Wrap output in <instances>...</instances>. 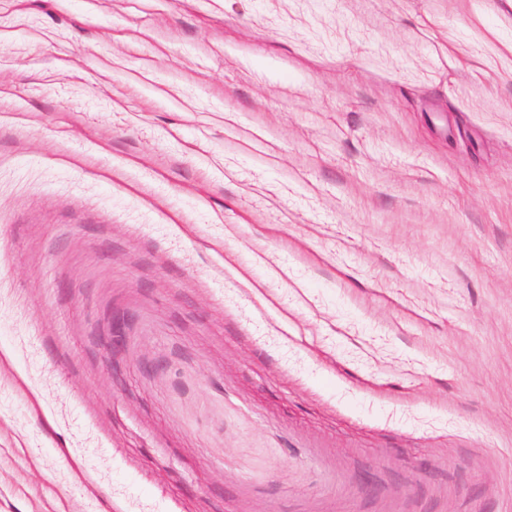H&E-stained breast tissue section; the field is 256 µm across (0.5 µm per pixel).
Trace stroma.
<instances>
[{
    "mask_svg": "<svg viewBox=\"0 0 512 512\" xmlns=\"http://www.w3.org/2000/svg\"><path fill=\"white\" fill-rule=\"evenodd\" d=\"M0 512H512V0H0Z\"/></svg>",
    "mask_w": 512,
    "mask_h": 512,
    "instance_id": "obj_1",
    "label": "stroma"
}]
</instances>
